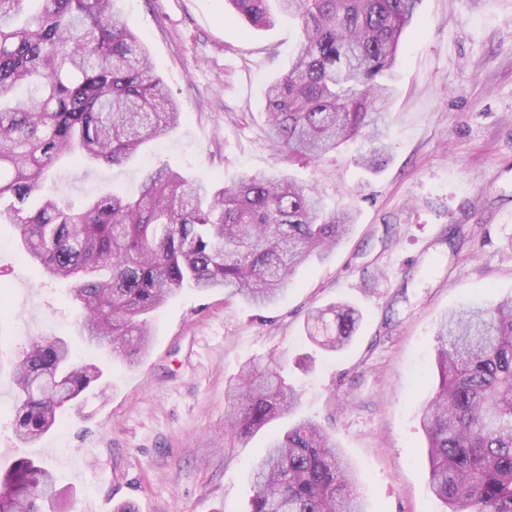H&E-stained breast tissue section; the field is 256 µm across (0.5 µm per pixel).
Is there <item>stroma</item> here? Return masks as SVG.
Masks as SVG:
<instances>
[{"label":"stroma","instance_id":"1","mask_svg":"<svg viewBox=\"0 0 512 512\" xmlns=\"http://www.w3.org/2000/svg\"><path fill=\"white\" fill-rule=\"evenodd\" d=\"M121 6L181 121L127 163L59 164L45 192L76 203L131 194L161 164L217 185L272 170L265 89L287 71L296 28L252 26L225 15L224 0ZM398 60L380 169L358 165L352 145L285 169L316 184L328 208L355 207L350 237L302 267L274 308L183 291L150 317L136 364L82 340L69 283L27 262L17 228L0 218V466L42 462L66 489L68 512H247L257 451L292 417L225 449L224 390L245 362L273 356L300 394L294 417L331 434L368 512H445L427 482L420 426L439 384L435 328L467 303L512 297V0H419ZM336 302L361 319L353 340L328 352L304 324ZM52 337L100 366L110 386L65 406L42 441L25 445L13 430V364Z\"/></svg>","mask_w":512,"mask_h":512}]
</instances>
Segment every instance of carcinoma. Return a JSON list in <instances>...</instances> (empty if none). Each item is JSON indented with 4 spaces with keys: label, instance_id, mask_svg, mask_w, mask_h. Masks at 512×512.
I'll return each instance as SVG.
<instances>
[{
    "label": "carcinoma",
    "instance_id": "carcinoma-1",
    "mask_svg": "<svg viewBox=\"0 0 512 512\" xmlns=\"http://www.w3.org/2000/svg\"><path fill=\"white\" fill-rule=\"evenodd\" d=\"M118 2L0 0V216L12 218L44 277L70 282L79 335L132 362L148 344L144 316L185 289L279 303L302 265L349 237L356 213L327 210L315 185L278 172L216 189L165 165L146 170L131 199L42 195L59 161L122 163L180 122ZM225 4L255 26L283 16L299 29L288 71L266 90L278 161H318L358 139L369 149L357 163L381 167V106L417 0ZM357 322L348 304L317 309L307 336L336 352ZM435 342L439 386L421 417L430 488L447 512H512V297L448 313ZM282 371L277 358L250 361L229 383L230 447L296 409ZM101 376L74 360L68 340L34 342L15 364L17 439L40 441L65 404L104 393ZM251 483L248 512H365L351 464L309 419L267 440ZM0 512H63L53 473L27 458L1 469Z\"/></svg>",
    "mask_w": 512,
    "mask_h": 512
}]
</instances>
